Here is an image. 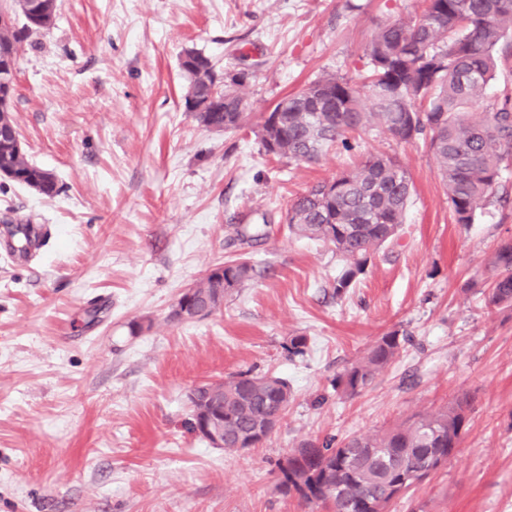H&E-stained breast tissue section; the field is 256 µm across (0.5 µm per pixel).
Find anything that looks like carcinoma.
<instances>
[{"instance_id":"1","label":"carcinoma","mask_w":512,"mask_h":512,"mask_svg":"<svg viewBox=\"0 0 512 512\" xmlns=\"http://www.w3.org/2000/svg\"><path fill=\"white\" fill-rule=\"evenodd\" d=\"M26 19L22 26L0 29V50L18 62L34 33L50 28L54 0H43L44 15L29 22V0H14ZM512 0H422L421 11L394 20L373 34L367 54L370 70L357 81L324 75L286 96L288 108L279 123L263 121L260 141L265 153L295 162L311 161L328 149H356L355 133L379 127L400 142L423 141L433 154L437 177L458 224H470L477 210L496 194L502 167L512 160V98L504 96L478 116L468 112L486 98L495 76L496 53L512 50ZM180 67L189 76L187 109L212 95L211 59L187 50ZM246 76L224 80L221 112H197L206 128L240 127L243 113L228 108L243 102ZM371 102L363 109L362 97ZM12 104L0 105V171L38 194L59 192L55 175L30 161L4 128L13 124ZM414 191L409 173L392 156L368 155L355 168L319 182L287 203L285 220L302 238L326 243L343 261L332 288L342 296L363 274L372 254L397 239ZM495 272L484 292L490 308L512 306V239L489 259ZM255 264L241 254L209 269L189 288L188 301H177L170 318L180 320L187 304L218 309L224 297L253 277ZM408 336L391 331L345 367L336 387L356 395L371 385L399 354ZM216 397L211 413L224 414V450L250 448L273 432L292 401L288 383L273 374L241 372L207 383ZM468 401L448 407L374 436H353L337 448L332 441L304 442L278 465L277 490L298 496L315 509L330 512H388L396 492L413 479L428 477L438 455L451 457L460 447Z\"/></svg>"}]
</instances>
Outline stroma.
Listing matches in <instances>:
<instances>
[{
	"label": "stroma",
	"instance_id": "35a3bbf8",
	"mask_svg": "<svg viewBox=\"0 0 512 512\" xmlns=\"http://www.w3.org/2000/svg\"><path fill=\"white\" fill-rule=\"evenodd\" d=\"M419 0H56L17 66L12 115L59 191L0 176V512H309L276 489L306 441L376 435L469 400L458 453L396 512H512V309L486 307L488 259L512 239V167L455 223L423 142L363 133L311 163L258 131L290 92L370 67L366 46ZM244 71L247 117L217 131L185 106L184 50ZM397 157L415 191L397 240L343 296L331 247L291 233L286 203L356 157ZM34 227L36 246L16 231ZM263 230L241 242L238 231ZM257 273L177 322L182 292L241 253ZM395 361L348 396L336 377L383 334ZM304 354L289 356L292 337ZM252 371L285 379L272 434L239 451L192 430L189 389Z\"/></svg>",
	"mask_w": 512,
	"mask_h": 512
}]
</instances>
